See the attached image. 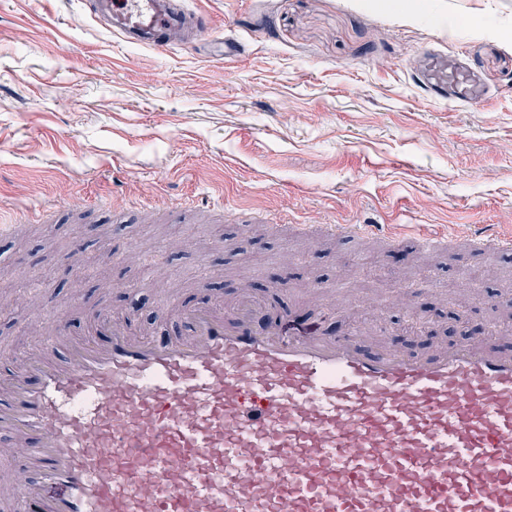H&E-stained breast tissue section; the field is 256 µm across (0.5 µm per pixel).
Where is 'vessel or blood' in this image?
<instances>
[{
    "instance_id": "obj_1",
    "label": "vessel or blood",
    "mask_w": 512,
    "mask_h": 512,
    "mask_svg": "<svg viewBox=\"0 0 512 512\" xmlns=\"http://www.w3.org/2000/svg\"><path fill=\"white\" fill-rule=\"evenodd\" d=\"M129 45L197 48L213 21L180 0H88ZM437 100L487 96L471 64L428 53ZM347 238L444 252L449 239L345 224ZM488 260L512 237L468 241ZM157 340L91 314L81 336L39 333L0 381V445L21 455L4 487L19 512H512V354L470 341L424 355L370 353L354 326L284 337L241 287L231 305L182 309Z\"/></svg>"
}]
</instances>
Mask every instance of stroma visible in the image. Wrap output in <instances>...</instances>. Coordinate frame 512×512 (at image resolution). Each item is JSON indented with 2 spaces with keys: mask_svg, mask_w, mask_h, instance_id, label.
<instances>
[{
  "mask_svg": "<svg viewBox=\"0 0 512 512\" xmlns=\"http://www.w3.org/2000/svg\"><path fill=\"white\" fill-rule=\"evenodd\" d=\"M185 5L243 54L125 44L86 0H0V211L42 215L0 230V375L36 343L33 303L64 307L79 335L91 313L140 302L135 330L179 336L168 289L188 306L227 304L244 282L287 335L353 322L368 349L383 328L408 354L466 340L512 354V304L451 299L475 284L512 297V260L305 231L402 222L464 239L492 224L512 236V0ZM436 45L475 64L486 99L423 97L415 78ZM186 195L197 206L185 216ZM241 209L282 225L239 223ZM312 275L326 303L309 296Z\"/></svg>",
  "mask_w": 512,
  "mask_h": 512,
  "instance_id": "obj_1",
  "label": "stroma"
}]
</instances>
